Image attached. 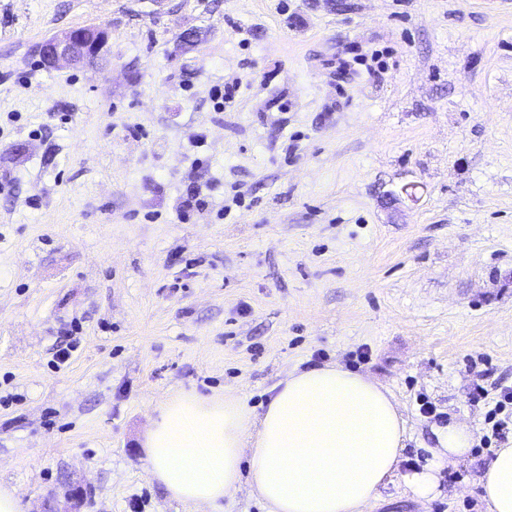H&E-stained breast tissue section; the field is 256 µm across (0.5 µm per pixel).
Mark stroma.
Returning a JSON list of instances; mask_svg holds the SVG:
<instances>
[{
  "label": "stroma",
  "mask_w": 512,
  "mask_h": 512,
  "mask_svg": "<svg viewBox=\"0 0 512 512\" xmlns=\"http://www.w3.org/2000/svg\"><path fill=\"white\" fill-rule=\"evenodd\" d=\"M85 27L109 33L95 64H43ZM336 364L406 421L368 512H487L474 387H512V0H0V489L21 512H205L146 469L159 404L257 413ZM451 418L469 455L414 497Z\"/></svg>",
  "instance_id": "stroma-1"
}]
</instances>
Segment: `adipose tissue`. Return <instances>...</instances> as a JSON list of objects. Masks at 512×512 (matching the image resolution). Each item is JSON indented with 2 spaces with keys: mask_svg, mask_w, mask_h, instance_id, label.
<instances>
[{
  "mask_svg": "<svg viewBox=\"0 0 512 512\" xmlns=\"http://www.w3.org/2000/svg\"><path fill=\"white\" fill-rule=\"evenodd\" d=\"M406 422L390 392L337 365L289 372L260 416L233 397L180 393L164 402L146 436L147 470L172 499L220 512L250 473L268 512H365L392 483ZM435 445L404 483L436 494L438 472L466 459L470 431L434 428ZM488 512H512V444L477 478Z\"/></svg>",
  "mask_w": 512,
  "mask_h": 512,
  "instance_id": "obj_1",
  "label": "adipose tissue"
}]
</instances>
